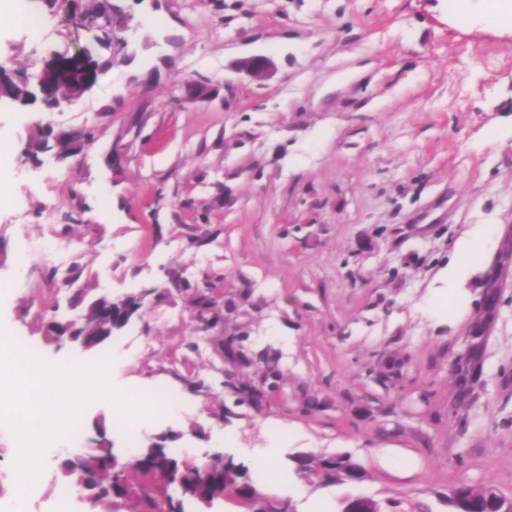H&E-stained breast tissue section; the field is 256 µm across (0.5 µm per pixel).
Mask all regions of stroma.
<instances>
[{"mask_svg":"<svg viewBox=\"0 0 512 512\" xmlns=\"http://www.w3.org/2000/svg\"><path fill=\"white\" fill-rule=\"evenodd\" d=\"M156 2L173 30L138 33L139 0H111L104 67L50 117L92 128V147L34 166V107L0 108V321L42 360L94 364L46 340L51 315L85 288L144 294L142 319L104 347L110 380L177 406L132 440L113 404L88 405L77 437L46 450L29 512H58L72 452L104 441L127 464L162 434L197 462L233 457L257 499L295 512H341L354 495L449 512L459 481L512 497V27L456 0ZM74 14L55 0L38 44L1 28L0 65L89 43ZM136 34L161 54L138 76ZM257 55L273 63L263 79L240 68ZM189 80L209 97L183 101ZM478 224L498 225L499 245L446 284ZM62 235L79 279L38 263L20 300V255ZM203 291L215 312L199 313ZM338 454L363 482L315 469Z\"/></svg>","mask_w":512,"mask_h":512,"instance_id":"1","label":"stroma"}]
</instances>
